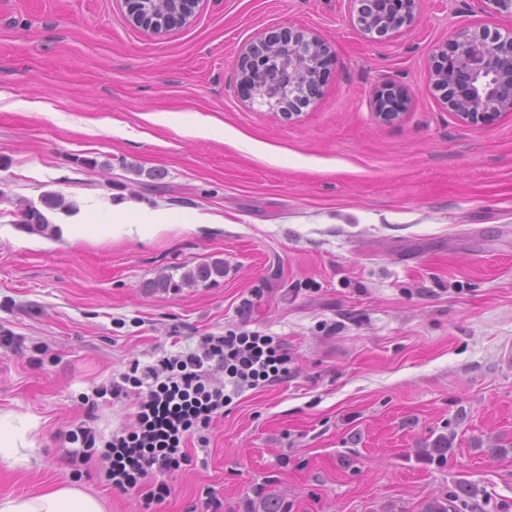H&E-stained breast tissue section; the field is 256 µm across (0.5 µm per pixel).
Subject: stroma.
Returning <instances> with one entry per match:
<instances>
[{
	"instance_id": "stroma-1",
	"label": "stroma",
	"mask_w": 512,
	"mask_h": 512,
	"mask_svg": "<svg viewBox=\"0 0 512 512\" xmlns=\"http://www.w3.org/2000/svg\"><path fill=\"white\" fill-rule=\"evenodd\" d=\"M127 12L0 0V336L22 344L0 348V413L36 424L34 447L0 457V500L66 484L141 512L105 463L82 477L61 463L81 395L243 324L282 337L297 376L244 392L159 512H205L208 487L224 512L268 492L288 512H512V114L464 124L430 77L457 33H504L512 15L422 0L412 27L372 39L352 0H192V23L159 33ZM283 27L334 55L290 122L237 76L242 47ZM385 86L408 96L390 123L372 104ZM186 113L205 134L183 130ZM47 193L77 206L53 220L85 239L18 227ZM128 198L224 224L100 235ZM215 261L223 276L183 283ZM164 275L173 288L152 289Z\"/></svg>"
}]
</instances>
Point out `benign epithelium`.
I'll list each match as a JSON object with an SVG mask.
<instances>
[{"label":"benign epithelium","instance_id":"7a95c632","mask_svg":"<svg viewBox=\"0 0 512 512\" xmlns=\"http://www.w3.org/2000/svg\"><path fill=\"white\" fill-rule=\"evenodd\" d=\"M358 3L360 29L378 38L414 24L421 0H354ZM184 0H153L129 16L135 27L157 29L171 21H184ZM329 61V47L308 30L284 28L256 38L242 50L238 60L240 81L260 103L278 107L288 117L297 107L321 95V73ZM433 87L450 111L470 125H479L512 112V31H463L451 49L435 55L431 69ZM396 93H376L377 115L390 121Z\"/></svg>","mask_w":512,"mask_h":512}]
</instances>
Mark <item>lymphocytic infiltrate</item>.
I'll return each mask as SVG.
<instances>
[{
  "label": "lymphocytic infiltrate",
  "mask_w": 512,
  "mask_h": 512,
  "mask_svg": "<svg viewBox=\"0 0 512 512\" xmlns=\"http://www.w3.org/2000/svg\"><path fill=\"white\" fill-rule=\"evenodd\" d=\"M290 362L281 337L240 327L200 336L194 348L155 364L132 361L99 393L132 399L133 425L106 435L79 421L67 434L66 461L107 462V484L140 493L142 512H157L171 492L167 476L195 461L190 444L208 446L214 420L244 391L291 378Z\"/></svg>",
  "instance_id": "1"
}]
</instances>
